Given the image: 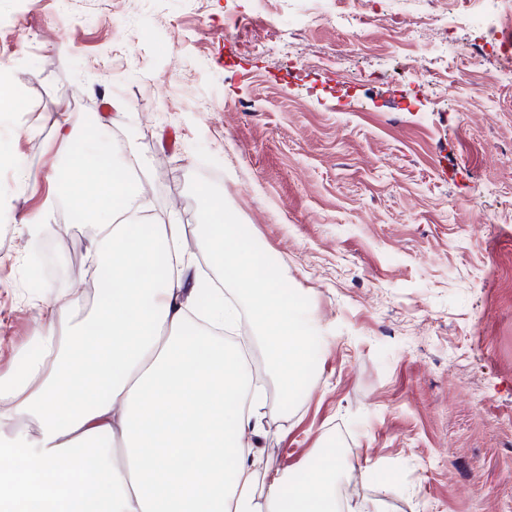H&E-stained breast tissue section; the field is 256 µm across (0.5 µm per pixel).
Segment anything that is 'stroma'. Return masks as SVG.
Segmentation results:
<instances>
[{"instance_id":"35a3bbf8","label":"stroma","mask_w":512,"mask_h":512,"mask_svg":"<svg viewBox=\"0 0 512 512\" xmlns=\"http://www.w3.org/2000/svg\"><path fill=\"white\" fill-rule=\"evenodd\" d=\"M337 28L307 0H0V73L27 98L0 137L39 175L0 164V376L23 373L53 301L30 287L27 222L67 164L55 122L97 127L98 146L134 143L161 197L189 225L201 189L223 197L258 266L309 310L319 332L304 391L272 394L262 462L306 472L343 449L353 501L386 512H512V80L503 62L465 74L412 31L444 14L457 43L460 0H346ZM381 10L395 51H360ZM309 44L311 62L288 69ZM423 52L426 77L403 56ZM185 76L186 95L171 80ZM385 83L416 109L381 112ZM454 160L440 175L436 151ZM55 259L84 283L94 228L55 208Z\"/></svg>"}]
</instances>
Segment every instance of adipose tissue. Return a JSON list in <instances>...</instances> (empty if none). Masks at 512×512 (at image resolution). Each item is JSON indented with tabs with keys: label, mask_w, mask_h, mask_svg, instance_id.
Listing matches in <instances>:
<instances>
[{
	"label": "adipose tissue",
	"mask_w": 512,
	"mask_h": 512,
	"mask_svg": "<svg viewBox=\"0 0 512 512\" xmlns=\"http://www.w3.org/2000/svg\"><path fill=\"white\" fill-rule=\"evenodd\" d=\"M94 139L93 129L58 122L70 176L55 201L94 227L95 275L106 287L87 315L49 306L24 373L0 377V428L28 426L0 438V512H338L342 458L301 481L258 466L242 438L264 396L222 339L191 333L179 277L152 275L156 254L178 266L199 252L215 259L240 296H212L204 324L230 327L249 314L288 397L308 378L312 319L277 290L275 276L258 286L254 254L233 241L221 197L204 196L195 250L173 219L152 225L151 239H136L130 227L141 193L123 179L149 172L136 154L99 153Z\"/></svg>",
	"instance_id": "obj_1"
}]
</instances>
